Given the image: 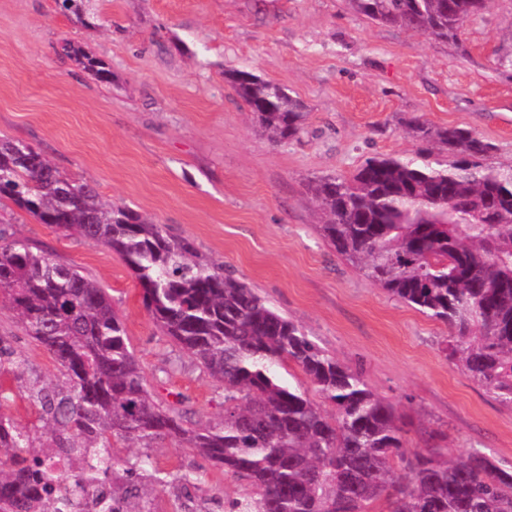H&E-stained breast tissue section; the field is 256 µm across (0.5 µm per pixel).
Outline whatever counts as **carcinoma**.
I'll use <instances>...</instances> for the list:
<instances>
[{"label": "carcinoma", "instance_id": "cac0c4a2", "mask_svg": "<svg viewBox=\"0 0 512 512\" xmlns=\"http://www.w3.org/2000/svg\"><path fill=\"white\" fill-rule=\"evenodd\" d=\"M489 0H348L367 20L455 43ZM62 55L109 82L112 73L66 43ZM225 78L273 142L304 130L305 104L247 71ZM408 131L448 152V162L392 156L365 160L350 179L308 185L321 229L371 282L448 328L445 351L501 403L512 406V168L483 163L491 145L460 126L413 118ZM39 223L118 254L133 271L154 323L224 389V414L187 423L155 395L112 297L73 266L0 227V310L60 366L62 382L33 385L42 437L88 460L63 478L34 469L31 431L0 414V512H63L72 493L99 490L101 512H150L168 483L149 456L137 479L115 470L114 448L176 439L242 482L229 512H512V470L478 448L448 457L404 449L397 410L355 372L221 266L197 258L96 187L63 176L21 141L0 139V201ZM297 364L332 410L281 383ZM405 474H400V471ZM67 493L41 499L39 485Z\"/></svg>", "mask_w": 512, "mask_h": 512}]
</instances>
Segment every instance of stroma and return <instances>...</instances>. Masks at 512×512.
Listing matches in <instances>:
<instances>
[{"mask_svg": "<svg viewBox=\"0 0 512 512\" xmlns=\"http://www.w3.org/2000/svg\"><path fill=\"white\" fill-rule=\"evenodd\" d=\"M67 41L101 61L111 82L61 57ZM499 50H512V0H490L454 45L370 22L347 0H96L81 18L56 0H0V137L190 239L202 261L232 272L392 404L407 450L480 448L507 469L512 407L448 362L445 325L336 253L307 192L369 157L415 156L420 143L405 123L418 116L471 129L492 146L486 164L511 166L512 79L493 68ZM228 70L303 100V133L271 143ZM0 222L107 290L160 399L183 398L193 422L223 413V388L156 327L117 254L6 202ZM0 336L26 359L21 378L0 376V413L39 427L30 387L60 372L6 311ZM144 454L172 476L152 512L185 501L224 512L242 489L173 439L120 449V468ZM188 472L197 486L181 483Z\"/></svg>", "mask_w": 512, "mask_h": 512, "instance_id": "1", "label": "stroma"}]
</instances>
